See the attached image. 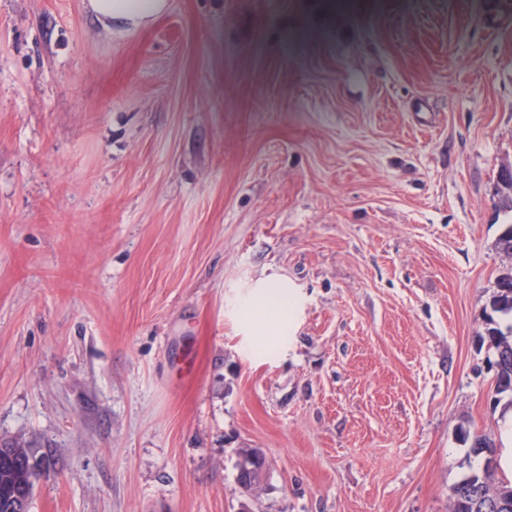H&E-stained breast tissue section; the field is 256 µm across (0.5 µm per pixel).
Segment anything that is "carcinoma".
<instances>
[{"label": "carcinoma", "instance_id": "cac0c4a2", "mask_svg": "<svg viewBox=\"0 0 512 512\" xmlns=\"http://www.w3.org/2000/svg\"><path fill=\"white\" fill-rule=\"evenodd\" d=\"M490 306L493 312L512 317V269L500 275ZM487 328L481 341L492 351L488 359L495 368L493 392L495 401L508 398L506 407H512V321L506 327L493 316L486 317ZM471 441L470 454L480 464L464 475L461 488L463 512H512V483L498 478L497 446H483L480 436ZM0 512H15V503L31 499L41 475L45 459L37 455L36 445L23 439L0 440Z\"/></svg>", "mask_w": 512, "mask_h": 512}]
</instances>
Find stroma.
I'll return each mask as SVG.
<instances>
[{"label": "stroma", "mask_w": 512, "mask_h": 512, "mask_svg": "<svg viewBox=\"0 0 512 512\" xmlns=\"http://www.w3.org/2000/svg\"><path fill=\"white\" fill-rule=\"evenodd\" d=\"M0 0V439L29 512H448L501 439L512 0ZM278 271L289 351L231 305ZM270 468L245 496L236 451ZM87 10L105 28L139 27L167 10L168 0H87ZM494 313L510 316V322L502 329L501 324L496 322L493 316L487 315V327L485 336H480L483 344H487L488 351L492 356L488 362L495 368L494 389L495 402L497 405L505 396L508 401L505 408L512 407V267L500 275L497 280V288L490 302ZM2 448L4 452L2 453ZM36 445L23 439L0 440V512H15V503L33 496L36 482L46 460L37 456ZM18 512L27 511L21 500Z\"/></svg>", "instance_id": "35a3bbf8"}]
</instances>
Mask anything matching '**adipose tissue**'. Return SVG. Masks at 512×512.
<instances>
[{"instance_id": "obj_1", "label": "adipose tissue", "mask_w": 512, "mask_h": 512, "mask_svg": "<svg viewBox=\"0 0 512 512\" xmlns=\"http://www.w3.org/2000/svg\"><path fill=\"white\" fill-rule=\"evenodd\" d=\"M168 0H87L89 14L103 27H139L161 15ZM301 293L287 278L271 272L251 281L236 305V314L248 336H274L289 342Z\"/></svg>"}]
</instances>
